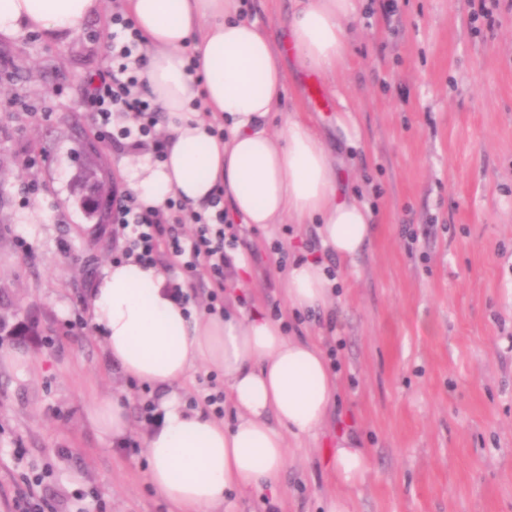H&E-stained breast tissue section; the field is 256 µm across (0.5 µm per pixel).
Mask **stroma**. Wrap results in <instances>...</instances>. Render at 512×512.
<instances>
[{
	"label": "stroma",
	"mask_w": 512,
	"mask_h": 512,
	"mask_svg": "<svg viewBox=\"0 0 512 512\" xmlns=\"http://www.w3.org/2000/svg\"><path fill=\"white\" fill-rule=\"evenodd\" d=\"M103 2L66 41L0 38V334L24 356L0 363V512L36 474L56 512H170L145 479L150 394L89 326L91 290L124 240L91 224L74 182L93 168L122 191L129 175L127 154L107 143L91 158L78 141L94 133L83 87L123 4ZM289 6L242 3L279 44ZM349 30L322 100L310 96L319 75L285 53V110L269 126L299 110L340 153L338 191L370 205V241L317 311L294 314L284 295L295 259L336 263L316 225H239L254 258L224 280L226 302L279 316L337 361L338 403L315 434L287 437L277 494L232 489L220 512H323L335 494L350 512H512V0H364ZM339 88L362 132L353 147L330 108ZM112 392L131 421L120 441L88 416ZM340 429L370 459L353 487L330 468Z\"/></svg>",
	"instance_id": "1"
}]
</instances>
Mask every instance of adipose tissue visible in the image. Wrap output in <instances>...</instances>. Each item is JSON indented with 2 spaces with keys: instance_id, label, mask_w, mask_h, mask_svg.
Instances as JSON below:
<instances>
[{
  "instance_id": "ef3b65f1",
  "label": "adipose tissue",
  "mask_w": 512,
  "mask_h": 512,
  "mask_svg": "<svg viewBox=\"0 0 512 512\" xmlns=\"http://www.w3.org/2000/svg\"><path fill=\"white\" fill-rule=\"evenodd\" d=\"M361 0H293L287 38L298 64L332 79L350 52L348 25ZM102 0H0V37L38 32L62 41L101 10ZM150 46L147 87L167 120V158L136 168L130 192L148 206L178 195L201 209L223 193L245 224H313L339 263L353 260L371 236L373 213L338 196L339 167L310 122L280 112L287 73L279 47L239 0H125ZM223 135H213L215 120ZM327 265L302 261L288 271L292 308L322 309L332 298ZM92 324L121 372L160 391L157 420L142 440L148 483L178 512H217L230 488H276L286 466V435L309 436L324 424L338 386L321 350L286 335L281 323L227 313L190 314L176 303L159 268L136 259L109 266L92 290ZM202 365L224 373L233 424L190 408L174 389ZM90 417L120 439L129 431L125 400L98 395ZM334 473L362 481L368 456L357 441L336 444Z\"/></svg>"
}]
</instances>
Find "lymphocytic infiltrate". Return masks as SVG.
I'll list each match as a JSON object with an SVG mask.
<instances>
[{"instance_id": "lymphocytic-infiltrate-1", "label": "lymphocytic infiltrate", "mask_w": 512, "mask_h": 512, "mask_svg": "<svg viewBox=\"0 0 512 512\" xmlns=\"http://www.w3.org/2000/svg\"><path fill=\"white\" fill-rule=\"evenodd\" d=\"M146 38L135 21L123 14L112 15V51L105 63L86 82L83 106L89 112L97 134L123 153L150 154L161 162L167 156V138L157 126L160 109L153 100L142 96L141 73L149 63L143 47ZM127 118L116 126L118 118ZM107 219L116 231L124 232L122 258H135L145 266L157 263L160 253H167L179 276L169 282L174 299L189 305L198 282L210 285L208 309L224 308L225 272L232 265L231 250L237 249L239 237L227 233V218L220 200L211 209L200 212L187 207L178 197H169L161 207L142 204L130 192L114 194ZM194 225L192 236H183L181 225Z\"/></svg>"}]
</instances>
